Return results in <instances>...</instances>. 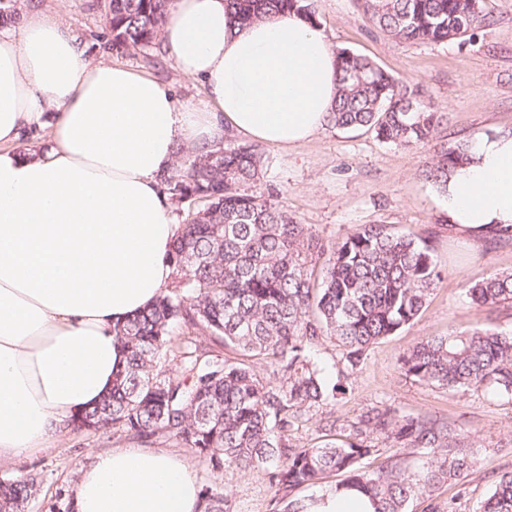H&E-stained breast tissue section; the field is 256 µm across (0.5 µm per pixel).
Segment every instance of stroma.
<instances>
[{
    "label": "stroma",
    "mask_w": 512,
    "mask_h": 512,
    "mask_svg": "<svg viewBox=\"0 0 512 512\" xmlns=\"http://www.w3.org/2000/svg\"><path fill=\"white\" fill-rule=\"evenodd\" d=\"M33 2L69 25L92 61L129 65L170 90L179 106H202L200 83L182 77L168 53L150 56L113 47L97 0ZM483 9L490 21L474 41L409 44L380 33L357 0H317L319 27L334 48L365 55L399 79L423 86L442 114L435 135L451 143L512 128V0H483ZM261 150L266 172L249 192L274 198L324 242H335L361 224H384L416 239H432L434 258L447 277L417 322L375 344L349 378L341 376L337 348L321 350L320 357L331 382L344 386L333 407L337 419L386 405L405 414L445 418L476 434L475 464L468 476L441 486L432 498L414 499L408 512H477L497 475L512 469V402L426 386L404 374L401 358L424 336L478 324L512 331V308L478 309L468 296L475 281L512 273V246L489 250L449 229L439 194L421 175L432 153L429 145L402 148L364 129L326 125L303 144H265ZM130 444L117 429L67 430L51 448L24 461H0V476L36 477L30 512H67L80 466L96 452ZM223 484L232 494V512H268L270 489L263 469H227Z\"/></svg>",
    "instance_id": "stroma-1"
}]
</instances>
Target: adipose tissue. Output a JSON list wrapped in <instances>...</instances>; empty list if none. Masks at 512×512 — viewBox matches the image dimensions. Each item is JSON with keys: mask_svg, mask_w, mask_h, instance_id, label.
Here are the masks:
<instances>
[{"mask_svg": "<svg viewBox=\"0 0 512 512\" xmlns=\"http://www.w3.org/2000/svg\"><path fill=\"white\" fill-rule=\"evenodd\" d=\"M204 108L153 78L91 62L54 14L0 29V460L47 448L112 389L127 354L113 334L172 278L180 226L161 191L177 145L225 131L288 147L325 123L336 52L295 14L235 25L224 0H172L162 31ZM50 126L46 144L19 147ZM446 220L481 241L512 228V130L474 139L448 174ZM191 467L156 448L95 453L75 512H200Z\"/></svg>", "mask_w": 512, "mask_h": 512, "instance_id": "1", "label": "adipose tissue"}]
</instances>
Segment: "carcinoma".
I'll use <instances>...</instances> for the list:
<instances>
[{
  "label": "carcinoma",
  "mask_w": 512,
  "mask_h": 512,
  "mask_svg": "<svg viewBox=\"0 0 512 512\" xmlns=\"http://www.w3.org/2000/svg\"><path fill=\"white\" fill-rule=\"evenodd\" d=\"M24 0H0V24L20 20ZM170 0H104L112 45L161 49ZM241 24L294 12L318 25L314 0H226ZM481 0H361L388 36L405 43H445L473 36L487 22ZM337 98L327 121L339 129H368L402 147L434 138L439 113L424 89L381 69L367 56L337 50ZM467 144L437 142L423 169L444 187ZM266 158L248 143H216L178 151L175 169L161 178L167 199L201 208L181 224L170 261L172 286L147 309L113 328L127 363L112 392L71 422L83 431L114 427L148 447L162 437L204 464L202 512H231L224 470L263 468L269 512H311L314 497L297 498L335 475L325 492L365 493L374 512H407L415 497L458 480L473 467L467 436L444 418L401 414L389 406L341 426L327 407L342 390L329 382L316 351L339 348L354 372L372 346L414 324L447 273L425 240L362 224L324 244L275 201L245 189L263 176ZM324 257L322 265L317 258ZM478 308L512 302V274L479 280L468 289ZM193 336L173 339L174 326ZM233 355L209 358V343ZM179 359L186 377L162 374ZM264 367L260 371L257 366ZM416 381L444 389L512 400V332L479 325L447 336H424L401 358ZM325 410L327 440L298 447L295 426ZM417 451L416 466L392 458L369 469L377 452L366 436ZM31 476L0 477V512H27L37 494ZM479 512H512V470L499 474Z\"/></svg>",
  "instance_id": "cac0c4a2"
}]
</instances>
